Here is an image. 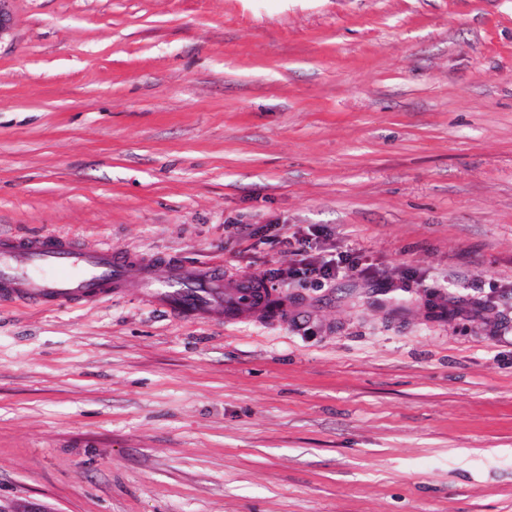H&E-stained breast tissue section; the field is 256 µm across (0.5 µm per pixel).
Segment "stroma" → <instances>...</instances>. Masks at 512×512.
<instances>
[{
	"mask_svg": "<svg viewBox=\"0 0 512 512\" xmlns=\"http://www.w3.org/2000/svg\"><path fill=\"white\" fill-rule=\"evenodd\" d=\"M240 224L371 274L290 279ZM0 234L277 276L289 312L0 301V500L512 512V0H13Z\"/></svg>",
	"mask_w": 512,
	"mask_h": 512,
	"instance_id": "stroma-1",
	"label": "stroma"
}]
</instances>
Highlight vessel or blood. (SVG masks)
<instances>
[{
  "label": "vessel or blood",
  "mask_w": 512,
  "mask_h": 512,
  "mask_svg": "<svg viewBox=\"0 0 512 512\" xmlns=\"http://www.w3.org/2000/svg\"><path fill=\"white\" fill-rule=\"evenodd\" d=\"M132 266L141 270L138 296L170 314L228 322L288 317V305L275 290L247 277L225 283L222 268L188 272L165 257L86 249L59 237L0 236V301L56 305L123 293Z\"/></svg>",
  "instance_id": "b4317fda"
}]
</instances>
